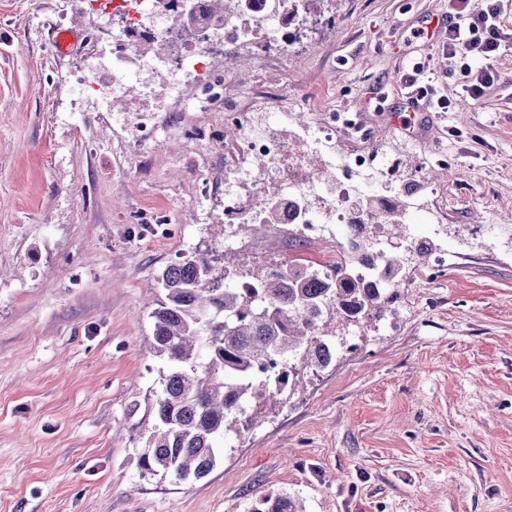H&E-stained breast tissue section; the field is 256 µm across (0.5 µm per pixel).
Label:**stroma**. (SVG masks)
<instances>
[{
  "mask_svg": "<svg viewBox=\"0 0 512 512\" xmlns=\"http://www.w3.org/2000/svg\"><path fill=\"white\" fill-rule=\"evenodd\" d=\"M447 13L448 0H327L287 51L216 59L226 111L264 91L309 121L358 114L370 147L435 178L442 224L407 218L394 311L346 331L326 370L178 483L138 466L163 365L150 312L161 272L224 237L222 198L200 199L224 179V148L172 136L130 155L129 128L76 93L112 63L108 19L87 0H0V512H251L279 493L307 512H512V101L463 97L447 33L415 37ZM417 62L436 93L407 128ZM120 105L202 119L188 102ZM431 238L448 251L435 276L407 252Z\"/></svg>",
  "mask_w": 512,
  "mask_h": 512,
  "instance_id": "35a3bbf8",
  "label": "stroma"
}]
</instances>
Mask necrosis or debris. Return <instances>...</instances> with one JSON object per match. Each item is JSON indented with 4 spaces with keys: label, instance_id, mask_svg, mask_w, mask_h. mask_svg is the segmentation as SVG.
Masks as SVG:
<instances>
[{
    "label": "necrosis or debris",
    "instance_id": "necrosis-or-debris-1",
    "mask_svg": "<svg viewBox=\"0 0 512 512\" xmlns=\"http://www.w3.org/2000/svg\"><path fill=\"white\" fill-rule=\"evenodd\" d=\"M98 12L119 21L112 36V69L91 80H79L88 94L110 88L120 97L130 85L144 96L183 99V82L192 78L196 111L216 116L223 129L233 130L234 153L224 159L223 184L204 187V194L224 200V241L227 249L250 252L251 240L239 236L242 224H294L311 241L335 238L336 225L365 221L362 194L385 200L402 198L404 212L433 223L420 202L411 176L379 150L337 152L336 129H354L350 116H328L323 122H299L280 110L268 122L264 109L224 111V75L213 66L216 51L251 46L265 50L288 48V23L280 0H256L237 5L216 17L207 0H195L193 19L182 16L176 0H89ZM152 42L177 43L179 53L148 56Z\"/></svg>",
    "mask_w": 512,
    "mask_h": 512
}]
</instances>
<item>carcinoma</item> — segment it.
<instances>
[{
  "label": "carcinoma",
  "mask_w": 512,
  "mask_h": 512,
  "mask_svg": "<svg viewBox=\"0 0 512 512\" xmlns=\"http://www.w3.org/2000/svg\"><path fill=\"white\" fill-rule=\"evenodd\" d=\"M307 15L326 0H282L288 20L298 2ZM386 217L403 233L398 209L370 208L368 223L356 225L357 240L336 247L330 274L322 264L296 257L275 268L244 272L251 287L226 281L224 262L196 250L167 266L160 277L163 296L150 313L152 349L167 363L151 404L155 423L139 457L144 473L179 482L207 476L224 455V437L241 436L278 403L299 370L317 373L336 358L327 327L358 325L373 310L398 297L401 264L375 248L367 228ZM379 270L367 280L358 265ZM253 512H305L295 499L264 497Z\"/></svg>",
  "instance_id": "obj_1"
}]
</instances>
